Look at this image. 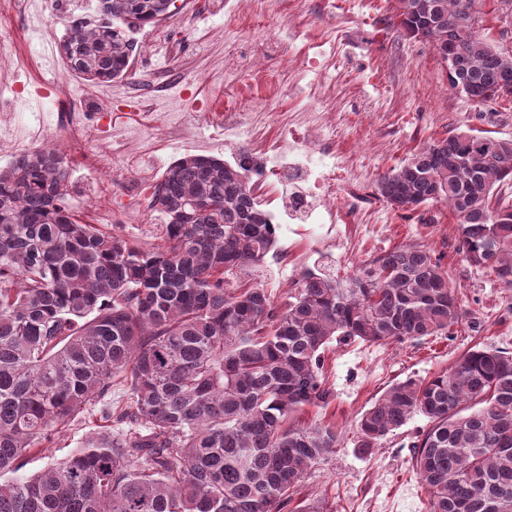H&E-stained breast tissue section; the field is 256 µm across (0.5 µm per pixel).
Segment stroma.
Here are the masks:
<instances>
[{
	"instance_id": "35a3bbf8",
	"label": "stroma",
	"mask_w": 512,
	"mask_h": 512,
	"mask_svg": "<svg viewBox=\"0 0 512 512\" xmlns=\"http://www.w3.org/2000/svg\"><path fill=\"white\" fill-rule=\"evenodd\" d=\"M393 5L394 0H281L279 14L272 16L263 0H206L200 7L193 0H173L161 26L182 48L155 55L146 66L132 57L129 77L106 85L86 83L66 69L59 54L64 27L52 35L32 29L21 55L0 51V132L11 131L31 149L51 147L58 106L95 112L142 92V109L113 113L108 132L88 143L90 161L71 165L67 203L80 222L93 224L103 196L117 199L129 192V159H138L142 172L156 178L191 153L238 162L224 129V62L232 54L244 60L258 54L272 60L283 88H300L305 98L299 102L286 94L270 106L252 102L260 114L252 141L277 149L281 122H306L311 104L324 101L327 111L343 118L335 149L360 168L362 191L372 203L380 174L452 130L484 128L476 106L449 87L432 45L401 39L386 25ZM317 52L333 60L320 84L305 65ZM390 216L387 224L279 225L274 248L252 275L282 305L308 272L345 280L358 264L386 250L421 245L442 256L467 311L462 325L441 336L385 345L336 338L326 346V380L334 398L303 418L335 425L344 442L308 472L297 496L326 501L334 512H428L411 448L426 417L414 415L363 453L356 446L359 415L392 384L449 371L471 347L512 352V289L456 255L455 219L448 208L433 204ZM164 222L162 214L146 208L139 223L119 215L104 229L156 244ZM97 426L89 415L75 421L44 457L27 463L23 475L65 458Z\"/></svg>"
}]
</instances>
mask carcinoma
Segmentation results:
<instances>
[{"label":"carcinoma","instance_id":"1","mask_svg":"<svg viewBox=\"0 0 512 512\" xmlns=\"http://www.w3.org/2000/svg\"><path fill=\"white\" fill-rule=\"evenodd\" d=\"M469 0H396L399 35L458 40L453 89L512 99V55L490 28L463 25ZM171 0H99V20L64 18L60 56L97 84L128 76L126 31L169 17ZM248 157L174 161L151 207L161 243L79 224L63 205L71 174L49 147L0 169V512H281L306 472L341 446L308 423L332 390L323 351L448 333L466 311L442 258L421 245L356 267L348 285L306 273L284 307L236 280L260 265L277 225L254 197ZM512 139L448 134L385 174L375 196L407 213L457 218L456 253L512 288ZM123 377L124 403L108 398ZM101 430L60 465L21 477L33 455L85 414ZM429 512H512V354L471 348L447 373L391 385L357 422L365 451L415 414Z\"/></svg>","mask_w":512,"mask_h":512}]
</instances>
